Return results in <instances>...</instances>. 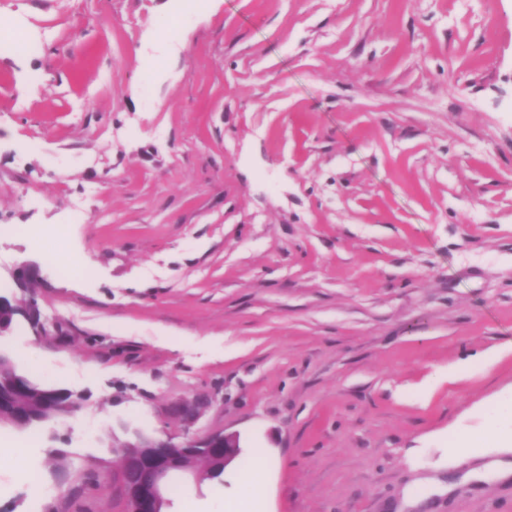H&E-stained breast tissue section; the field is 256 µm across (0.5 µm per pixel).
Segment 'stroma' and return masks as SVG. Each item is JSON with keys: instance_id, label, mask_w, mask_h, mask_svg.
Masks as SVG:
<instances>
[{"instance_id": "obj_1", "label": "stroma", "mask_w": 512, "mask_h": 512, "mask_svg": "<svg viewBox=\"0 0 512 512\" xmlns=\"http://www.w3.org/2000/svg\"><path fill=\"white\" fill-rule=\"evenodd\" d=\"M4 34L0 294L43 329L0 349L84 400L0 428V512H125L136 430L245 442L174 512L254 470L262 512H512L469 477L512 451H448L512 433V0H0Z\"/></svg>"}]
</instances>
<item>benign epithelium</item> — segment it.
<instances>
[{"label": "benign epithelium", "mask_w": 512, "mask_h": 512, "mask_svg": "<svg viewBox=\"0 0 512 512\" xmlns=\"http://www.w3.org/2000/svg\"><path fill=\"white\" fill-rule=\"evenodd\" d=\"M21 312L10 298L0 297V335L10 330ZM241 448L236 434L187 435L176 442L135 433L134 440L120 449L126 512H164L162 506L170 504L166 497L168 481L190 473L186 458L206 456L227 466L240 455Z\"/></svg>", "instance_id": "obj_1"}]
</instances>
